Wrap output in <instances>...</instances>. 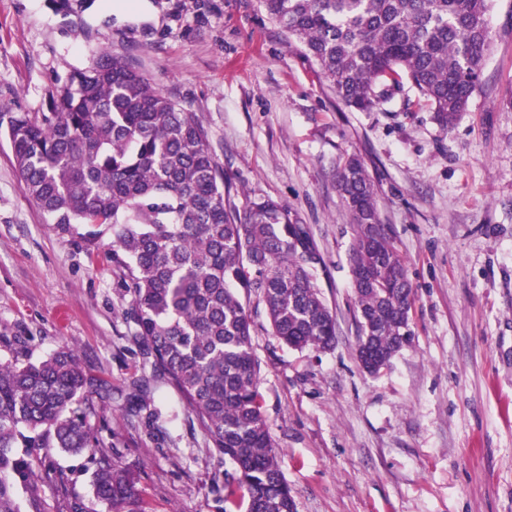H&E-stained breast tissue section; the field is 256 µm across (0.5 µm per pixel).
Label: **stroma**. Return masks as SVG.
<instances>
[{
	"mask_svg": "<svg viewBox=\"0 0 512 512\" xmlns=\"http://www.w3.org/2000/svg\"><path fill=\"white\" fill-rule=\"evenodd\" d=\"M482 84L448 131L402 95L374 112L338 102L259 0H0V115L43 112L100 50L126 57L181 109L246 208L266 196L309 224L326 263L334 349L280 346L252 312L260 393L297 512H512V0ZM358 154L404 261L415 333L389 368L358 363L335 172ZM112 273V231L49 223L21 189L0 137V362L67 346L101 386L90 422L104 452L137 470L145 512H224L217 462L179 391L150 382ZM159 412L148 425L150 412ZM56 482L22 512H109L85 457L54 454Z\"/></svg>",
	"mask_w": 512,
	"mask_h": 512,
	"instance_id": "1",
	"label": "stroma"
}]
</instances>
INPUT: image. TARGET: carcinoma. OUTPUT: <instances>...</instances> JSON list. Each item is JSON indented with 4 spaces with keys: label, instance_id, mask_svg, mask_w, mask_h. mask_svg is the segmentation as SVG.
<instances>
[{
    "label": "carcinoma",
    "instance_id": "1",
    "mask_svg": "<svg viewBox=\"0 0 512 512\" xmlns=\"http://www.w3.org/2000/svg\"><path fill=\"white\" fill-rule=\"evenodd\" d=\"M345 106L379 110L409 84L444 130L467 110L495 34L487 0H261ZM4 134L21 186L53 224L112 229V272L131 296L133 340L153 375L180 392L221 472L224 512H296L262 410L249 305L293 350L327 351L336 320L309 225L260 197L241 211L208 135L125 59L101 53L71 72L41 115L16 112ZM336 187L355 238L348 254L364 369L377 374L413 341V289L381 224L361 158L339 160ZM93 379L68 347L0 362V512H21L53 479L56 452L94 465L95 497L144 512L135 472L99 450Z\"/></svg>",
    "mask_w": 512,
    "mask_h": 512
}]
</instances>
